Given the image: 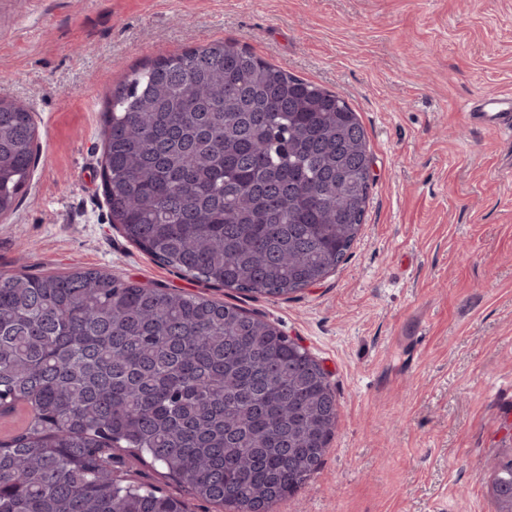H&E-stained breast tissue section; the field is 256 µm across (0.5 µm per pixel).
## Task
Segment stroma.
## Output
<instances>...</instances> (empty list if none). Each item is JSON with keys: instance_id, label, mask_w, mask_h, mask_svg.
I'll return each mask as SVG.
<instances>
[{"instance_id": "stroma-1", "label": "stroma", "mask_w": 512, "mask_h": 512, "mask_svg": "<svg viewBox=\"0 0 512 512\" xmlns=\"http://www.w3.org/2000/svg\"><path fill=\"white\" fill-rule=\"evenodd\" d=\"M216 41L341 95L374 155L360 233L288 298L217 288L113 229L109 93ZM512 90V0H0V97L39 155L0 218V275L98 269L236 304L325 369L339 417L321 468L273 512H496L512 458V145L465 102ZM491 493L498 512H512V459L497 464Z\"/></svg>"}]
</instances>
